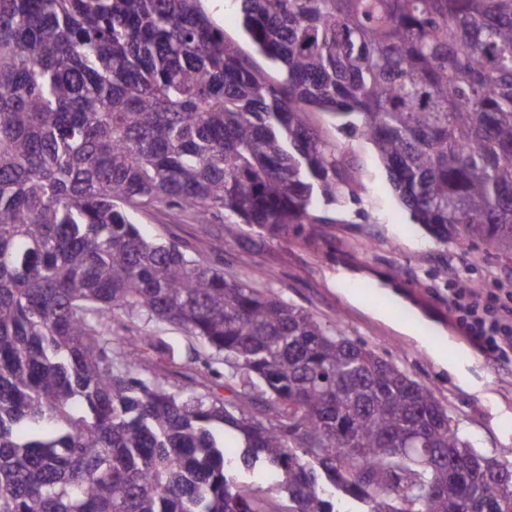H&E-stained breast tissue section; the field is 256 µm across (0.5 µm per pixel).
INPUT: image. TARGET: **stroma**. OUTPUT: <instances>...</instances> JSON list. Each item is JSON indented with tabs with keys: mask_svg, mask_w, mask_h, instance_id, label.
<instances>
[{
	"mask_svg": "<svg viewBox=\"0 0 512 512\" xmlns=\"http://www.w3.org/2000/svg\"><path fill=\"white\" fill-rule=\"evenodd\" d=\"M201 6L257 71L279 79L276 66L244 34L236 0H201ZM312 120L345 147L363 186L327 210V223L272 238L256 228L230 232L220 219L197 224L159 212L140 216L142 229L161 240L174 236L187 241L208 260L214 246L223 245L225 274L243 277L261 271L256 287L273 290L325 324H342L349 338L433 388L474 448L489 456L512 448V361L496 362L481 353L448 312L449 289L474 284L512 306V256L479 242L437 243L413 222L373 146L360 133L338 128L320 114ZM351 293L363 299V306L348 301ZM401 323L411 325L415 336L398 331ZM112 333L164 339L175 349L179 371L226 370L222 355L145 314H116ZM445 339L467 354V362L446 369L432 360L426 345Z\"/></svg>",
	"mask_w": 512,
	"mask_h": 512,
	"instance_id": "1",
	"label": "stroma"
}]
</instances>
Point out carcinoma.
I'll use <instances>...</instances> for the list:
<instances>
[{"label": "carcinoma", "mask_w": 512, "mask_h": 512, "mask_svg": "<svg viewBox=\"0 0 512 512\" xmlns=\"http://www.w3.org/2000/svg\"><path fill=\"white\" fill-rule=\"evenodd\" d=\"M200 2L0 0V512H512L432 388L137 222H325L354 178L323 113L438 243L512 255V0H238L278 81ZM120 311L224 354L232 397L141 377Z\"/></svg>", "instance_id": "1"}]
</instances>
